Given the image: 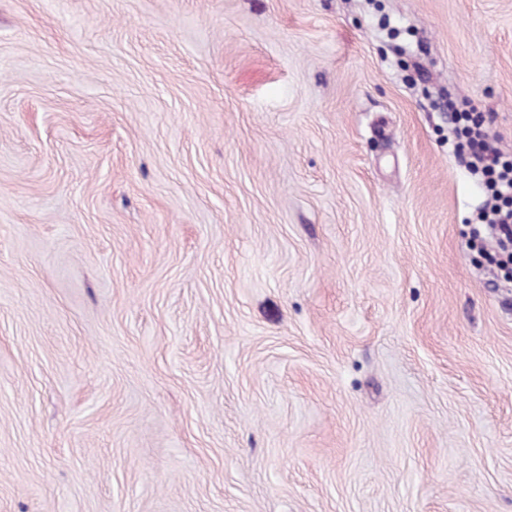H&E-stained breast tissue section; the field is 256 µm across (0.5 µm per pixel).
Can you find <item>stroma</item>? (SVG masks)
I'll return each instance as SVG.
<instances>
[{
    "mask_svg": "<svg viewBox=\"0 0 512 512\" xmlns=\"http://www.w3.org/2000/svg\"><path fill=\"white\" fill-rule=\"evenodd\" d=\"M512 0H0V512H512ZM448 112L465 142L457 147V160L484 187V197L469 224L471 245L491 253L504 288H512V155L504 153L490 137L482 115L458 112L448 99Z\"/></svg>",
    "mask_w": 512,
    "mask_h": 512,
    "instance_id": "stroma-1",
    "label": "stroma"
}]
</instances>
